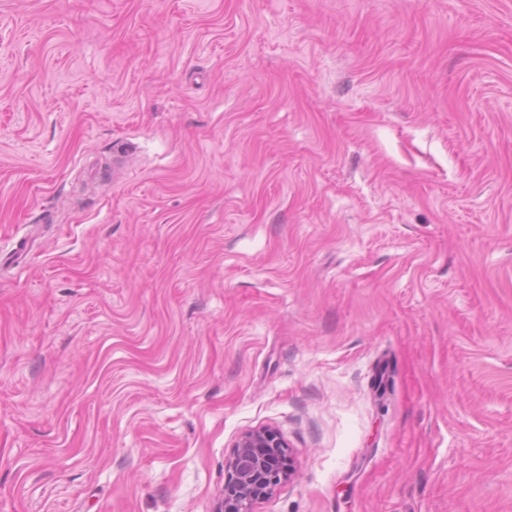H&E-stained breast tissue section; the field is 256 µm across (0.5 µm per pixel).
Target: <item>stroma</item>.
Wrapping results in <instances>:
<instances>
[{
  "instance_id": "1",
  "label": "stroma",
  "mask_w": 512,
  "mask_h": 512,
  "mask_svg": "<svg viewBox=\"0 0 512 512\" xmlns=\"http://www.w3.org/2000/svg\"><path fill=\"white\" fill-rule=\"evenodd\" d=\"M260 428L254 512H512V0H0V512Z\"/></svg>"
}]
</instances>
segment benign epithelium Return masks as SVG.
<instances>
[{"label":"benign epithelium","instance_id":"obj_1","mask_svg":"<svg viewBox=\"0 0 512 512\" xmlns=\"http://www.w3.org/2000/svg\"><path fill=\"white\" fill-rule=\"evenodd\" d=\"M224 470L215 512H253L256 501L293 474L286 442L267 428L243 435L226 458Z\"/></svg>","mask_w":512,"mask_h":512}]
</instances>
